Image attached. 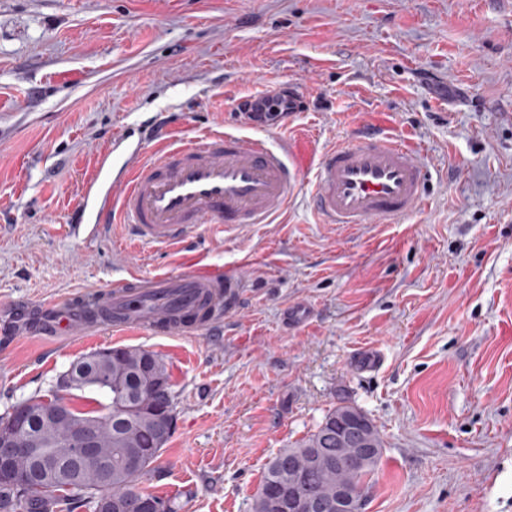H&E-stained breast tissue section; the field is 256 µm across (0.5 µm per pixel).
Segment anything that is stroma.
Masks as SVG:
<instances>
[{
	"label": "stroma",
	"mask_w": 512,
	"mask_h": 512,
	"mask_svg": "<svg viewBox=\"0 0 512 512\" xmlns=\"http://www.w3.org/2000/svg\"><path fill=\"white\" fill-rule=\"evenodd\" d=\"M287 82L304 109L247 136L326 149L383 125L420 150L424 206L321 224L307 182L275 223L194 231L244 272L223 325L25 331L12 305L181 268L68 227L96 157L136 148L115 134L156 114L233 132ZM111 347L169 366L175 429L142 486L179 512H251L268 462L345 404L384 442L362 512H512V0H0V416Z\"/></svg>",
	"instance_id": "obj_1"
}]
</instances>
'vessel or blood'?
I'll list each match as a JSON object with an SVG mask.
<instances>
[{
	"label": "vessel or blood",
	"instance_id": "obj_1",
	"mask_svg": "<svg viewBox=\"0 0 512 512\" xmlns=\"http://www.w3.org/2000/svg\"><path fill=\"white\" fill-rule=\"evenodd\" d=\"M145 155L113 168L101 154L83 186L72 227L126 228L137 245L186 242L201 224H271L303 179L313 184V208L323 224H397L422 205L427 173L418 150L385 131L298 158L292 140H264L218 130L176 131L171 124L141 135ZM238 273L186 263L174 273H127L107 289L73 293L53 306L33 335L54 340L102 328L155 336L190 335L218 326L235 308Z\"/></svg>",
	"mask_w": 512,
	"mask_h": 512
}]
</instances>
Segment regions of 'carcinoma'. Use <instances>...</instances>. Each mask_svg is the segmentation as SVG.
<instances>
[{
  "mask_svg": "<svg viewBox=\"0 0 512 512\" xmlns=\"http://www.w3.org/2000/svg\"><path fill=\"white\" fill-rule=\"evenodd\" d=\"M69 372L79 376L77 388L89 387L104 395L101 410L82 412L69 407L57 389L48 395L29 397L22 402L27 422L20 447L36 448L47 458L69 463L74 456L69 443L73 425L98 418L100 422L93 429L96 456L112 463V469L106 472L97 462L85 461L76 472V480L55 483L35 476L34 456L16 454L7 460V466L30 478V482L1 480L0 512H100L101 504L108 507V512H139L140 502L146 499L157 501L160 512H177L175 501L139 487L175 427L174 395L164 359L140 348L115 347L103 359L95 352L78 359ZM65 406L71 419L48 418L50 411ZM349 422L376 449L359 470L336 464V458L354 451L351 444L336 440V429ZM317 448L322 450L323 459L311 468L308 455ZM382 454L383 440L371 418L358 407L338 406L307 439L280 450L271 459L252 512H278L276 497L288 490L290 466L301 471L302 485L324 505L335 502L342 487L360 498L365 480L377 468Z\"/></svg>",
  "mask_w": 512,
  "mask_h": 512,
  "instance_id": "obj_1",
  "label": "carcinoma"
}]
</instances>
